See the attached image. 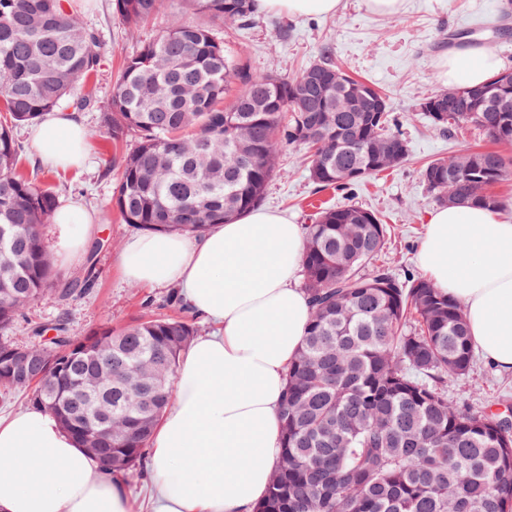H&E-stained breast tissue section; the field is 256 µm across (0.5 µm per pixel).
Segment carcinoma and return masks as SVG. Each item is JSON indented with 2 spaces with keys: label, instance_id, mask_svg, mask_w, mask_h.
I'll return each mask as SVG.
<instances>
[{
  "label": "carcinoma",
  "instance_id": "cac0c4a2",
  "mask_svg": "<svg viewBox=\"0 0 512 512\" xmlns=\"http://www.w3.org/2000/svg\"><path fill=\"white\" fill-rule=\"evenodd\" d=\"M112 11L131 30L168 21L124 57L103 116L115 148L103 175L118 171L112 208L124 223L194 234L253 210L290 145L310 150L322 190H351L406 160L389 97L358 80L375 99L352 107L355 92L305 79L336 70L330 47L291 78L254 74L224 49L215 23L255 22L258 0H112ZM101 61L97 34L66 0H0V112L9 115L0 121V394L35 387L30 402L117 477L144 457L195 326L158 317L75 339L62 323H36L46 342L22 377L9 374L6 336L28 304H61L93 283L53 287L41 227L58 198L19 171L14 127L66 101L76 112L94 105L75 89ZM480 88L484 96L461 100L455 87L436 93L446 112L426 116L443 132L473 126L512 147V85ZM511 176L512 154L496 149L422 171L440 204L495 212L512 208L493 192ZM386 237L376 214L355 205L323 208L305 225L312 314L286 373L281 460L256 512H512V416L448 403L447 377L473 364L465 313L431 280L377 264Z\"/></svg>",
  "mask_w": 512,
  "mask_h": 512
}]
</instances>
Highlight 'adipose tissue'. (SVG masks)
Masks as SVG:
<instances>
[{"label":"adipose tissue","mask_w":512,"mask_h":512,"mask_svg":"<svg viewBox=\"0 0 512 512\" xmlns=\"http://www.w3.org/2000/svg\"><path fill=\"white\" fill-rule=\"evenodd\" d=\"M449 82L484 83L486 49L448 57ZM44 163L82 164L87 130L53 112L32 132ZM305 231L283 213L252 210L206 233L149 235L121 254L126 276L178 286L212 322L183 355L175 398L151 441L148 512H255L281 454L280 403L311 305L295 280ZM417 259L459 302L472 342L512 375V220L469 203L435 208ZM126 485L87 456L41 408L0 418V512H136Z\"/></svg>","instance_id":"1"}]
</instances>
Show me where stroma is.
<instances>
[{
  "label": "stroma",
  "instance_id": "35a3bbf8",
  "mask_svg": "<svg viewBox=\"0 0 512 512\" xmlns=\"http://www.w3.org/2000/svg\"><path fill=\"white\" fill-rule=\"evenodd\" d=\"M84 24L100 37L104 62L99 75L84 85L97 103L75 119L89 133L90 164L66 171L44 170L43 180L58 193L60 204L77 202L100 220L98 232L86 240L78 255H70L56 224L43 227V239L63 280L93 276L92 288L66 305L37 302L26 308L8 332L18 345L34 341L32 324L55 323L66 317L72 336L80 338L107 327H121L139 319L176 314L167 304L168 289L128 280L118 258L137 229L110 212L116 177L103 171L112 156V142L103 123V105L112 95L113 80L125 55L140 40L161 31L165 20L138 31L127 30L112 14L111 0H73ZM487 48L512 68V0H403L394 15L372 12L367 0H342L330 15L287 16L261 12L252 25L225 27L224 44L256 72L276 70L293 76L317 60L330 46L336 64L348 74L370 81L391 99L396 124L408 139L409 157L400 168L370 177L355 191H321L308 176L306 152L286 149L280 174L270 183L263 209L285 213L307 224L315 206L357 204L375 212L388 228V243L380 260L395 273L420 274L419 243L426 217L436 206L421 176L431 161L482 148L486 139L463 127L439 132L420 105L436 91L447 89L444 64L460 42ZM448 400L459 408L499 412L512 407V376L500 373L483 355L465 376L448 379Z\"/></svg>",
  "mask_w": 512,
  "mask_h": 512
}]
</instances>
